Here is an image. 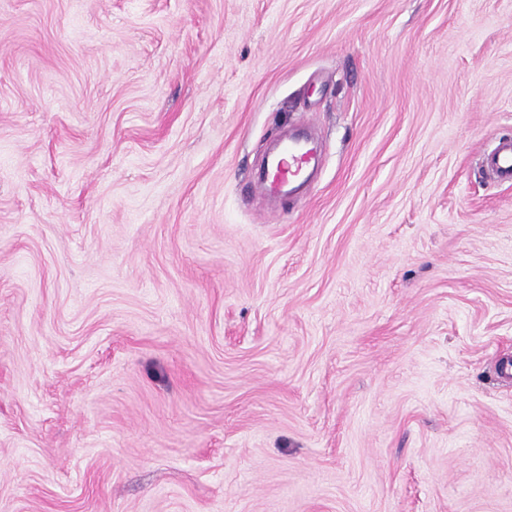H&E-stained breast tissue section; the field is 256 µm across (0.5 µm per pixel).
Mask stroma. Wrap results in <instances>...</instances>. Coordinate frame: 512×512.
I'll list each match as a JSON object with an SVG mask.
<instances>
[{"instance_id":"35a3bbf8","label":"stroma","mask_w":512,"mask_h":512,"mask_svg":"<svg viewBox=\"0 0 512 512\" xmlns=\"http://www.w3.org/2000/svg\"><path fill=\"white\" fill-rule=\"evenodd\" d=\"M505 137L512 0H0V512H512ZM315 154V146L306 139H295L288 143L283 149V152L275 163V173L277 171L278 181L272 176V182L270 184V190L272 192H278L283 181L298 178L301 171L304 169L307 161H310ZM284 156H288V163L285 161ZM292 166H295V170H292ZM288 170V175L285 174ZM484 160L500 180L512 182V140L499 142Z\"/></svg>"}]
</instances>
